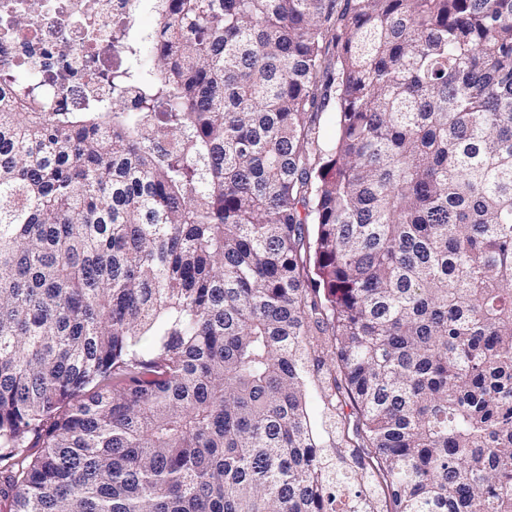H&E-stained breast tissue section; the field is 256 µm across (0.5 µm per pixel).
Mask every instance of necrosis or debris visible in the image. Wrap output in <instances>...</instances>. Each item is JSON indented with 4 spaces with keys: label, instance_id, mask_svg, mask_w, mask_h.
I'll return each instance as SVG.
<instances>
[{
    "label": "necrosis or debris",
    "instance_id": "necrosis-or-debris-1",
    "mask_svg": "<svg viewBox=\"0 0 512 512\" xmlns=\"http://www.w3.org/2000/svg\"><path fill=\"white\" fill-rule=\"evenodd\" d=\"M141 0H0V62L19 78L35 76L50 108H69L75 95L105 96L121 50L112 40L135 20Z\"/></svg>",
    "mask_w": 512,
    "mask_h": 512
}]
</instances>
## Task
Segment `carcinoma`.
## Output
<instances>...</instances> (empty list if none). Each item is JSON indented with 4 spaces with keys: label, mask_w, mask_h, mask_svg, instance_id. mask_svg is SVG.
Masks as SVG:
<instances>
[{
    "label": "carcinoma",
    "mask_w": 512,
    "mask_h": 512,
    "mask_svg": "<svg viewBox=\"0 0 512 512\" xmlns=\"http://www.w3.org/2000/svg\"><path fill=\"white\" fill-rule=\"evenodd\" d=\"M154 11L105 97L0 85L4 512H336L338 447L351 512H512V0ZM347 457V467L348 470L352 471L353 476L355 479L351 481L348 485H343L340 488L336 489V499L337 501L339 499L341 500H347L348 498H354L355 496H359L363 493H368L373 488V485L371 481L366 478V476H362L361 478V470L357 467V465L354 463V460L346 454Z\"/></svg>",
    "instance_id": "1"
}]
</instances>
